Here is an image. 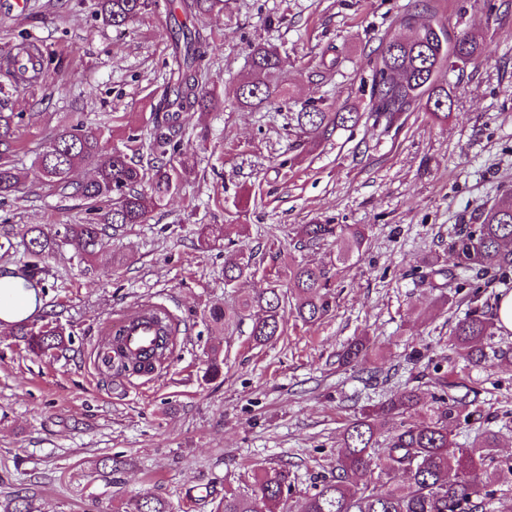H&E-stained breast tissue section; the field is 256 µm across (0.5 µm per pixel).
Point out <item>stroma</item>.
I'll list each match as a JSON object with an SVG mask.
<instances>
[{"label":"stroma","mask_w":512,"mask_h":512,"mask_svg":"<svg viewBox=\"0 0 512 512\" xmlns=\"http://www.w3.org/2000/svg\"><path fill=\"white\" fill-rule=\"evenodd\" d=\"M429 2L452 35L483 37L481 59L439 74L448 118L419 107L385 130L363 116L314 143L292 135V113L320 97L363 115L370 61L389 38L409 37L399 22L415 0H224L201 18L208 79L224 103L182 117L174 160L189 174L180 193L146 223L113 231L91 260L69 245L42 260L31 319L58 321L72 337L65 348L36 356L0 329V502L25 491L40 512H128L149 493L175 512H219L226 488L280 466L299 496L335 469L349 421L411 388L432 398L440 375L449 395L474 396L501 436L499 456H512V367L475 368L448 346L458 319L512 292V272L460 282L446 305L427 279L432 263L453 267L452 243L478 208L512 188V0ZM174 33L162 8L115 28L95 0H27L20 15L0 6V85L12 88L0 109L16 115L23 181L0 198V276L29 262L28 226L52 233L87 218L38 169L47 136L81 123L100 131L103 153L149 155ZM23 41L44 59L32 82L4 63ZM260 43L280 52L290 100L279 110L235 100ZM317 222L363 226L360 256L340 263L334 242H300L298 225ZM206 224L226 227L208 249L198 236ZM241 248L253 256L249 292L286 277L289 263L333 264L329 314L313 325L289 319L264 346L251 341L248 318L225 335L209 311L236 300L224 259ZM145 301L178 323L171 362L151 376L99 374L104 329ZM354 339L368 355L342 364ZM215 345L224 372L207 380ZM109 457L116 467H104Z\"/></svg>","instance_id":"1"}]
</instances>
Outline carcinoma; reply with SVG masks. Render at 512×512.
<instances>
[{
    "label": "carcinoma",
    "instance_id": "carcinoma-1",
    "mask_svg": "<svg viewBox=\"0 0 512 512\" xmlns=\"http://www.w3.org/2000/svg\"><path fill=\"white\" fill-rule=\"evenodd\" d=\"M149 6V0H98V14L114 27L132 21ZM176 22L172 44V65L166 92L157 107L160 124L151 133L154 161L143 165L127 153L114 150L98 165L94 177L71 182V174L81 164L90 162L101 151L100 133L74 125L44 140L38 164L44 168L47 182L65 191L73 189L90 217L81 224H64L50 236L37 225L27 228L23 240L27 251L36 258L52 256L62 245H72L83 256H93L106 247L105 228L120 224H144L151 213L165 205L179 190L183 172L167 160L174 136L179 131L182 113L218 106L223 100L217 89L203 78L202 72L210 48V37L197 24L198 18L224 8V0H171ZM418 22L421 32L401 42L395 55L384 49L372 63L369 112L375 122L390 123L400 114L425 106L438 119L448 118L451 109L448 90L430 79L445 65H467L481 55V38L462 36L459 45L443 42L431 28L439 23L436 14L426 9L423 19L405 14L401 24ZM252 75L240 83L236 101L244 107H268L288 101V93L271 77L280 65L276 48L262 44L250 48ZM42 55L29 44L15 47V77L31 80L38 75ZM360 112L336 110L312 100L292 116L297 134L312 140L326 138L333 132L354 126ZM17 142L14 114L0 111V197L20 189V175L13 156ZM149 189H143V186ZM300 234L309 242L336 240L337 260L346 262L361 251L365 236L353 225L303 224ZM210 247L223 237V228L206 224L199 232ZM452 250L455 267L467 272H482L494 266L503 273L512 270V192H505L496 202L479 209L477 223L461 231ZM252 274L251 256L239 251L224 262V283L237 287ZM429 285L446 298L455 275L443 268H431ZM329 270L324 266L292 264L288 267L287 291L295 295L294 314L306 324L322 319L330 310ZM285 291V292H287ZM285 292L274 285L261 292L245 293L231 305L215 306L210 318L224 329L239 324L246 313L258 309L251 328V341L264 346L282 335L287 323ZM16 335L35 355H42L64 344V332L48 324L30 326L25 320L12 322ZM494 315L473 311L455 324L448 343L461 352L472 366L489 362L480 347L481 340L496 334ZM124 329L113 326L97 348L98 367L105 375L139 373L156 368L173 352L177 328L172 318H160L159 336L152 351L144 357L123 354ZM424 406L416 389L363 412L344 428L336 459V468L322 477L314 491L290 504L291 484L288 470L270 467L257 476L247 490L224 492L221 512H491L498 487L512 484V459H498L499 432L487 427L475 436L471 445L452 438L449 426L469 423L472 403L466 398L439 397L426 407L419 422L404 415ZM388 429L386 446L381 448L378 435ZM407 475V483H394L398 473ZM134 512H172L170 503L144 494Z\"/></svg>",
    "mask_w": 512,
    "mask_h": 512
}]
</instances>
